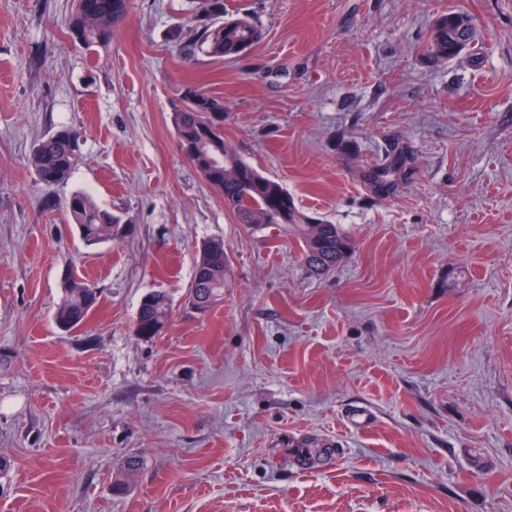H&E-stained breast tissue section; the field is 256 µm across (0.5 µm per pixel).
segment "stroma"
Segmentation results:
<instances>
[{
    "instance_id": "35a3bbf8",
    "label": "stroma",
    "mask_w": 512,
    "mask_h": 512,
    "mask_svg": "<svg viewBox=\"0 0 512 512\" xmlns=\"http://www.w3.org/2000/svg\"><path fill=\"white\" fill-rule=\"evenodd\" d=\"M225 3L264 33L237 59L172 45L193 0H128L90 50L72 0H0V512H512V0ZM450 11L476 39L443 62L428 37ZM186 85L223 100L246 161L346 228L335 270L237 224L172 124ZM63 125L81 162L46 185L26 158ZM395 149L385 195L367 173ZM77 190L130 235L85 246L61 221ZM209 239L229 269L200 312ZM68 276L102 298L66 332ZM153 289L172 312L143 339ZM228 256L224 242L212 239L202 243L189 288V301L201 311H206L224 298V274ZM170 314L171 303L165 292H147L137 309L134 335L145 339L158 335L168 322Z\"/></svg>"
}]
</instances>
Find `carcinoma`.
<instances>
[{
  "instance_id": "obj_1",
  "label": "carcinoma",
  "mask_w": 512,
  "mask_h": 512,
  "mask_svg": "<svg viewBox=\"0 0 512 512\" xmlns=\"http://www.w3.org/2000/svg\"><path fill=\"white\" fill-rule=\"evenodd\" d=\"M127 0H75L68 20V37L82 48L106 43L112 29L126 15ZM196 14L201 24L190 29L178 27L171 42L189 53L197 45L213 58H236V41L250 30L263 34L262 28L247 16H228L224 0H197ZM461 13L450 11L440 16L430 35V49L436 58L446 61L456 56L448 43V34ZM183 105L171 116L172 124L190 163L205 181L224 195V204L237 223L247 230L273 228L278 236L291 238L301 248L303 265L313 274H322L339 266L352 249L350 235L340 224H332L301 210L293 197L277 181L262 175L245 162L236 148L224 140V102L196 86L181 92ZM81 133L73 126H62L34 143L28 165L45 184L69 180L80 160ZM394 162L381 161L373 170V180L382 188L392 184ZM64 215L80 240L87 246L112 242L118 238L115 228L123 224L120 215L102 209L90 194L73 192L65 201ZM228 256L224 241L202 243L189 288L191 304L205 311L224 298V274ZM100 301L99 291L91 284L69 278L55 314L56 325L66 331L82 326ZM171 303L163 291L146 293L134 320V335L150 339L158 335L169 320ZM141 460L130 456L113 486L121 493L137 474Z\"/></svg>"
}]
</instances>
